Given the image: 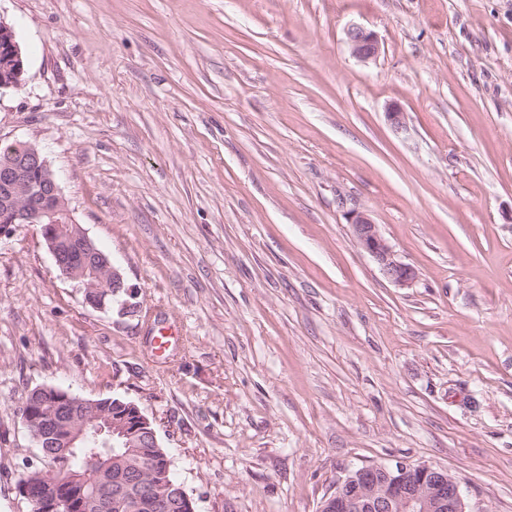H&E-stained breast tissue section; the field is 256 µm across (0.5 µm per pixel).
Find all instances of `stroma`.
I'll return each instance as SVG.
<instances>
[{
	"label": "stroma",
	"mask_w": 512,
	"mask_h": 512,
	"mask_svg": "<svg viewBox=\"0 0 512 512\" xmlns=\"http://www.w3.org/2000/svg\"><path fill=\"white\" fill-rule=\"evenodd\" d=\"M0 17L26 70L0 143L43 152L137 307L86 304L37 227L0 237V512H28L19 409L41 386L137 404L195 512H318L348 470L399 461L512 512V0ZM354 24L376 60L351 55ZM353 211L411 286L356 246ZM347 40L352 56L361 62L376 60L380 53L377 35L361 26L353 25L348 28ZM349 224L356 245L375 259L387 279L401 287L409 286L417 279L416 270L397 259L392 247L381 234L378 224L367 214L354 212Z\"/></svg>",
	"instance_id": "stroma-1"
}]
</instances>
